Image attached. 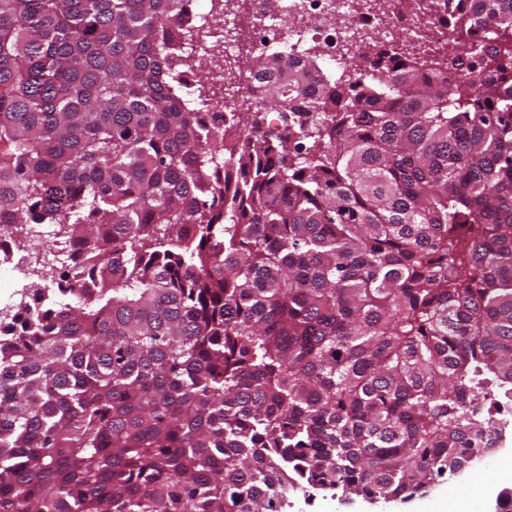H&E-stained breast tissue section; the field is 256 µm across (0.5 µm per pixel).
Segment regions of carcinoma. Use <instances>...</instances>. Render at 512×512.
<instances>
[{"label":"carcinoma","instance_id":"1","mask_svg":"<svg viewBox=\"0 0 512 512\" xmlns=\"http://www.w3.org/2000/svg\"><path fill=\"white\" fill-rule=\"evenodd\" d=\"M180 10L0 0V225L84 243L0 323V512H280L468 469L512 394V0L440 4L496 79L380 53L231 156L179 104Z\"/></svg>","mask_w":512,"mask_h":512}]
</instances>
